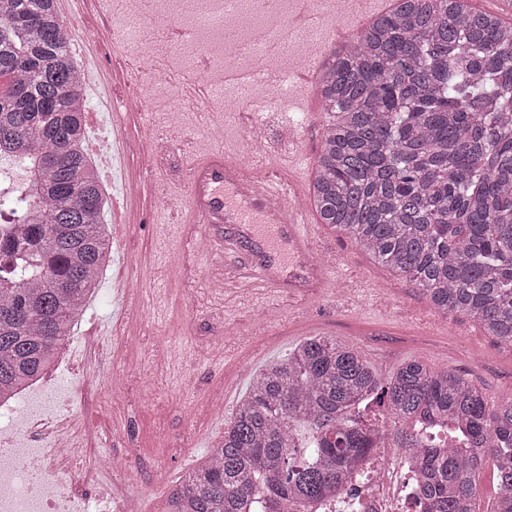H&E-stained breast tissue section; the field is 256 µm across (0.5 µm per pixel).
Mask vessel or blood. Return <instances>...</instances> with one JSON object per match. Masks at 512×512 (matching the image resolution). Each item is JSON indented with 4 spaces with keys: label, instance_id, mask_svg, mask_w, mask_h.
Segmentation results:
<instances>
[{
    "label": "vessel or blood",
    "instance_id": "vessel-or-blood-1",
    "mask_svg": "<svg viewBox=\"0 0 512 512\" xmlns=\"http://www.w3.org/2000/svg\"><path fill=\"white\" fill-rule=\"evenodd\" d=\"M264 154L271 163L256 173L238 166L224 150L189 148L191 182L183 221L192 237L207 240L208 276L223 281L225 290L285 295L302 304L328 287L333 266L311 258L318 244L311 214L298 194L299 156L272 145ZM217 224L226 225L224 236L214 234ZM245 228L261 242V252L245 249Z\"/></svg>",
    "mask_w": 512,
    "mask_h": 512
}]
</instances>
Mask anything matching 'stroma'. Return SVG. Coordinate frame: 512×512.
Returning <instances> with one entry per match:
<instances>
[{
	"label": "stroma",
	"mask_w": 512,
	"mask_h": 512,
	"mask_svg": "<svg viewBox=\"0 0 512 512\" xmlns=\"http://www.w3.org/2000/svg\"><path fill=\"white\" fill-rule=\"evenodd\" d=\"M167 25V11L148 6L143 39L125 49L98 52L93 75L84 83L89 101L87 142L104 144L112 159L111 165L97 169L109 193L103 221L112 252L96 294L55 363L41 381L17 397V404L40 414L69 415L85 429L94 450L105 455L122 448L124 430L148 426L157 413H165L173 441L187 440L188 447L168 457L159 472L152 471L151 460H144L146 483L139 493L151 501L158 488H171L218 445L252 374L308 337L336 338L384 379L402 362L414 359L434 371L464 374L489 404L512 396V346L498 343L465 315L435 313L412 283L376 263L349 236L324 224L319 231L340 253L339 270L366 287L357 303L344 305L328 293L309 300L305 320L287 315L276 327L255 335L251 325L263 309L258 298L228 293L213 299L202 270L191 287H183L176 252L185 241V227L174 210L163 208L162 200L185 196L189 170L179 145L194 140L206 113L217 111L220 104L203 101L186 112L178 111L177 105L181 89L201 74L199 66L190 62L191 53L220 48L225 38L218 34L196 37L179 54L168 49ZM130 54L151 64L144 81L103 85L102 74L123 68ZM128 97L138 98L141 108L129 113L121 133H114L106 102ZM259 118L274 141L287 139L289 129H296L297 151L308 162L299 175L300 196L309 200L311 166L320 151L326 120L316 86L290 85L287 98L268 104ZM147 127L154 128L155 140L173 144L150 169L140 162ZM134 181L141 192L131 199L125 188ZM130 280L139 284L141 351L165 345L171 354L156 376L139 374L122 363L110 380L99 373L98 366L111 362L125 328ZM231 327L246 333L247 342L238 352L239 362L227 364L208 356L205 348ZM219 386L224 389L223 413L191 428V411L183 406V399L205 396Z\"/></svg>",
	"instance_id": "obj_1"
}]
</instances>
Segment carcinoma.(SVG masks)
<instances>
[{
  "instance_id": "carcinoma-1",
  "label": "carcinoma",
  "mask_w": 512,
  "mask_h": 512,
  "mask_svg": "<svg viewBox=\"0 0 512 512\" xmlns=\"http://www.w3.org/2000/svg\"><path fill=\"white\" fill-rule=\"evenodd\" d=\"M0 404L34 385L94 293L110 253L85 149V92L56 0H0ZM327 115L310 196L321 223L408 279L442 313L512 346V23L465 3L393 6L325 56ZM391 427L425 472L424 512H475L487 461L512 512V397L489 406L461 373L416 360L383 380L334 337L300 341L250 381L207 459L162 512H288L341 490Z\"/></svg>"
}]
</instances>
